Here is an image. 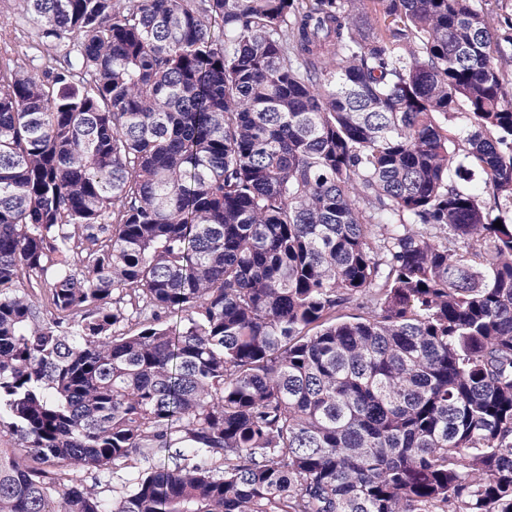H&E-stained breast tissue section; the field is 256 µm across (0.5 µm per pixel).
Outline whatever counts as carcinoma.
Segmentation results:
<instances>
[{"label": "carcinoma", "instance_id": "cac0c4a2", "mask_svg": "<svg viewBox=\"0 0 512 512\" xmlns=\"http://www.w3.org/2000/svg\"><path fill=\"white\" fill-rule=\"evenodd\" d=\"M23 18L39 66L0 56V431L28 457L0 447V512H512V94L488 14ZM460 151L483 185L459 186ZM111 467L112 498L74 479Z\"/></svg>", "mask_w": 512, "mask_h": 512}]
</instances>
